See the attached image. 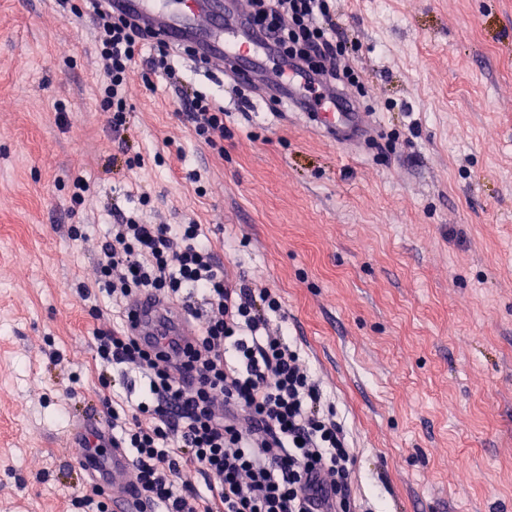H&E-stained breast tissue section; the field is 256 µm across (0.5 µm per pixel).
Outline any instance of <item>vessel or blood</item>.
I'll return each mask as SVG.
<instances>
[{"mask_svg":"<svg viewBox=\"0 0 512 512\" xmlns=\"http://www.w3.org/2000/svg\"><path fill=\"white\" fill-rule=\"evenodd\" d=\"M117 12L133 18L144 29L173 46H192L208 66L224 69L237 66V77L251 81L265 78L269 88H285L298 112L308 106L296 94L298 83L288 77V67L266 69L264 58L270 44L247 29L248 13L243 5L224 8L221 0H109ZM330 105L316 118L317 129L335 140L352 139L368 126L367 113L358 111L340 94H330ZM135 333L154 352L175 356L178 348L193 336L190 324L165 301L150 296L136 297L129 309ZM74 440L78 460L89 483L112 496L113 512H136L131 493L133 467L121 450L110 447V437L99 422L77 429Z\"/></svg>","mask_w":512,"mask_h":512,"instance_id":"b4317fda","label":"vessel or blood"}]
</instances>
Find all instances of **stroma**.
<instances>
[{"instance_id":"1","label":"stroma","mask_w":512,"mask_h":512,"mask_svg":"<svg viewBox=\"0 0 512 512\" xmlns=\"http://www.w3.org/2000/svg\"><path fill=\"white\" fill-rule=\"evenodd\" d=\"M332 9L364 139L182 55L224 104L207 145L147 45L121 149L90 0H0V512H81L71 435L108 417L97 243L132 208L202 225L230 278L279 297L347 431L358 512H512V0Z\"/></svg>"}]
</instances>
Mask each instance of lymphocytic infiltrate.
<instances>
[{
	"mask_svg": "<svg viewBox=\"0 0 512 512\" xmlns=\"http://www.w3.org/2000/svg\"><path fill=\"white\" fill-rule=\"evenodd\" d=\"M252 26L280 60L305 74V90L358 82L339 68L346 48L329 24L330 0H253ZM101 96L112 131H124L126 87L145 42L153 69L183 83L171 46L150 41L127 17L96 0ZM183 109L199 139L224 135V107L192 92ZM98 287L127 308L150 292L198 321L176 359L155 354L120 322L94 336L99 385L138 376L137 401L113 396L107 407L113 447L134 465L138 512H353V454L336 406L286 336V315L270 288L230 279L198 224H146L117 214L97 250ZM202 307H195L194 297ZM194 470L203 487L179 483Z\"/></svg>",
	"mask_w": 512,
	"mask_h": 512,
	"instance_id": "1",
	"label": "lymphocytic infiltrate"
}]
</instances>
